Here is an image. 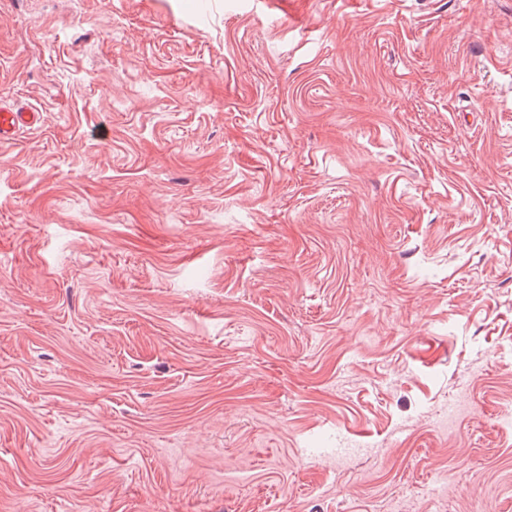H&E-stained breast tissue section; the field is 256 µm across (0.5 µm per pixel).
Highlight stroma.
<instances>
[{
    "instance_id": "obj_1",
    "label": "stroma",
    "mask_w": 512,
    "mask_h": 512,
    "mask_svg": "<svg viewBox=\"0 0 512 512\" xmlns=\"http://www.w3.org/2000/svg\"><path fill=\"white\" fill-rule=\"evenodd\" d=\"M0 102V512H512V0H0ZM41 122V113L34 109L15 108L0 103V144L13 143L18 135Z\"/></svg>"
}]
</instances>
